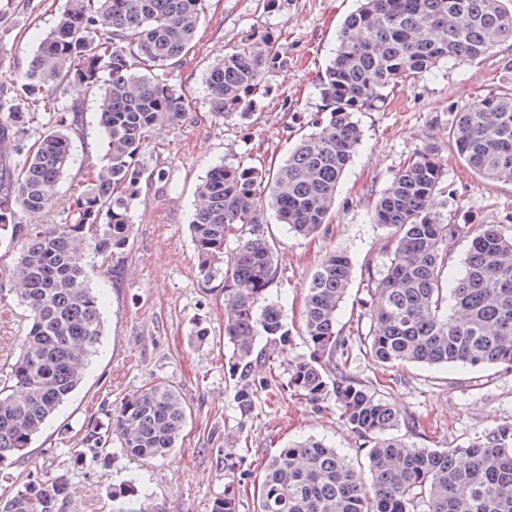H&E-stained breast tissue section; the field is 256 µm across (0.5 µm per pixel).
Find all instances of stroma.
<instances>
[{
  "mask_svg": "<svg viewBox=\"0 0 512 512\" xmlns=\"http://www.w3.org/2000/svg\"><path fill=\"white\" fill-rule=\"evenodd\" d=\"M358 0H206L205 19L194 46L170 83L188 103L182 121L156 131V146L141 162L152 180L144 182L132 212L127 250L112 272L92 280L103 298L104 332L82 384L34 439L29 454L0 467V495L28 479L46 481L67 470L70 490L62 512H119L130 480L147 489L148 512H209L211 500L227 483L240 490V512H254V493L266 461L281 448L320 439L355 458L357 439L335 403L313 405L291 396L290 359L308 355L300 330H293L287 353L272 352L279 389L258 391L251 412L241 413L225 366L232 348L224 342V289L203 279L189 224L195 191L219 164L277 165L312 130L322 114L319 79L336 49L344 17ZM66 0H0V101H19L15 72L35 49L37 38L54 25ZM276 37L286 68L270 70L264 94L227 119L207 112L205 77L214 62L241 38ZM512 44L484 62L451 61L433 75L398 83L376 110L357 113L363 143L336 193L330 224L313 236L293 235L272 209L264 220L276 245V277L267 297L285 299L290 320H298L307 283L333 250L349 257L353 277L341 305L342 333L367 335L364 312L370 301L368 273L382 271L387 231L372 220V201L411 154L435 145L448 170L446 190L433 210L455 224L512 226V183L476 175L448 148L446 132L456 112L496 90ZM77 162L59 188L57 208L41 218L57 224L102 153L91 133L75 147ZM11 279L0 282V370L18 353L27 320ZM163 382L181 395L187 420L179 445L168 456L138 462L113 442L108 460L80 461L83 440L94 425H108L131 394ZM384 399L402 418L420 422L412 440L420 448L467 445L484 428L512 421V370L490 367L406 366Z\"/></svg>",
  "mask_w": 512,
  "mask_h": 512,
  "instance_id": "1",
  "label": "stroma"
}]
</instances>
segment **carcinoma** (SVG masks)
<instances>
[{"label":"carcinoma","instance_id":"1","mask_svg":"<svg viewBox=\"0 0 512 512\" xmlns=\"http://www.w3.org/2000/svg\"><path fill=\"white\" fill-rule=\"evenodd\" d=\"M204 0H67L13 76L23 100L10 107L0 143L18 156L0 187V238L17 248L7 276L23 285L29 313L19 353L0 382V466L27 454L47 419L81 383L102 336L101 299L72 255L90 250L104 272L128 247L130 212L139 195L140 158L155 130L173 125L185 97L154 71L174 69L197 37ZM512 42L507 0H361L339 31L335 56L320 78L325 116L276 169L216 165L196 189L191 232L201 275L224 286V338L241 411L274 378L252 377L266 353L257 338L287 351L281 302L258 307L275 278L274 246L263 219L270 205L292 232L308 236L328 223L339 181L362 142L354 115L384 103L398 83L440 63L485 61ZM286 66L276 40L241 39L208 71V111L227 118L264 89L265 74ZM79 84L97 97L102 161L72 199L60 224H24L44 214L85 139L83 108L58 107V88ZM52 129L27 143L29 133ZM448 147L484 180L512 183V85L464 106ZM447 169L433 149L413 153L373 204L389 229L387 263L368 276L370 335L357 347L337 330L351 282V262L330 253L313 272L302 331L309 355L288 361V391L311 403L336 402L359 439L366 468L310 439L267 462L255 512H512V422L491 426L463 448H418L393 434L400 414L351 372L353 353L382 370L407 364L512 369V227L443 224L430 204ZM238 247L224 258V241ZM470 238L462 277L442 286L449 246ZM186 420L180 394L158 382L133 393L112 415L111 431L92 428L80 459L102 460L112 435L133 460L165 456ZM67 474L28 480L0 512H62ZM234 485L210 512H239Z\"/></svg>","mask_w":512,"mask_h":512}]
</instances>
